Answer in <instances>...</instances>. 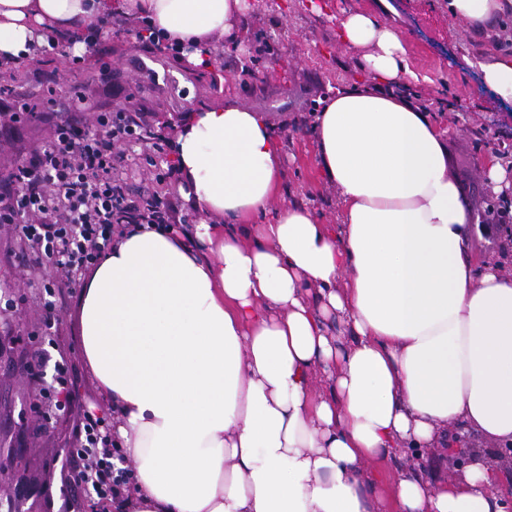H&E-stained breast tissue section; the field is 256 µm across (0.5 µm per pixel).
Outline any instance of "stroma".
Instances as JSON below:
<instances>
[{
  "instance_id": "obj_1",
  "label": "stroma",
  "mask_w": 512,
  "mask_h": 512,
  "mask_svg": "<svg viewBox=\"0 0 512 512\" xmlns=\"http://www.w3.org/2000/svg\"><path fill=\"white\" fill-rule=\"evenodd\" d=\"M251 9L234 41L225 43L221 63L200 70L185 58H170L147 40L135 37L138 20L113 18L99 43L85 52L81 65L63 57H45L36 66L61 77L64 90L84 93L100 109L144 107L164 145H171L183 113L198 111L231 98L256 112L266 113L280 135L283 157L282 186L270 208L293 204L313 209L323 223L338 221L335 186L319 173L311 127L315 110L331 90L370 82L362 54L337 43L339 18L348 12H366L393 26L407 49V59L420 83L407 86L411 98L431 106L434 119L449 125L445 141L448 176L459 190L465 213L486 210L479 164L487 143L507 150L512 163V102L485 86L480 63L505 54L492 33H478L452 17L448 0H332L333 8L316 14L308 0H249ZM271 46L255 67L242 75L247 56L259 45ZM109 67L119 95L103 94L101 67ZM150 149H129L123 178L131 195L152 186L178 204V216L187 223L205 221V214L182 207L177 178L170 175L171 152L149 166ZM469 239L480 258L512 276V237L472 224ZM28 255L8 229L0 228V485L15 489L26 512H45L42 483L64 438L59 430L44 428L30 407L29 380L21 366L23 353L41 332L44 292L29 283ZM66 300L54 342L47 350L52 360L65 357L76 363L77 388L83 405L96 414L104 409L78 357L71 309Z\"/></svg>"
}]
</instances>
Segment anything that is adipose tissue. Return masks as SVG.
I'll list each match as a JSON object with an SVG mask.
<instances>
[{"instance_id":"adipose-tissue-1","label":"adipose tissue","mask_w":512,"mask_h":512,"mask_svg":"<svg viewBox=\"0 0 512 512\" xmlns=\"http://www.w3.org/2000/svg\"><path fill=\"white\" fill-rule=\"evenodd\" d=\"M249 0H0V58L45 28L147 18L209 70ZM475 30L512 0H448ZM373 86L338 88L313 125L338 223L269 213L281 146L227 99L180 120L178 191L227 224H131L91 267L74 313L86 368L132 462L107 512H505L494 450L512 445V276L477 264L447 131L388 88L412 77L399 32L346 15ZM267 223H256L258 215ZM458 427L450 437V427ZM477 439L461 477L429 452ZM428 466L385 483L379 464Z\"/></svg>"}]
</instances>
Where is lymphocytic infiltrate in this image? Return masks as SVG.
<instances>
[{"mask_svg": "<svg viewBox=\"0 0 512 512\" xmlns=\"http://www.w3.org/2000/svg\"><path fill=\"white\" fill-rule=\"evenodd\" d=\"M155 138L140 109L93 113L73 92L50 140L0 177V227H10L32 269L48 276L45 328L58 326L67 292L125 225L172 226V202L153 191L131 197L117 175L128 147ZM48 361L44 349L25 353L33 410L45 425H68L66 446L52 461L60 476L58 512H78L84 497L101 503L122 497L126 477L112 464L111 424L81 403L71 362L53 363L48 379L42 372Z\"/></svg>", "mask_w": 512, "mask_h": 512, "instance_id": "1", "label": "lymphocytic infiltrate"}]
</instances>
